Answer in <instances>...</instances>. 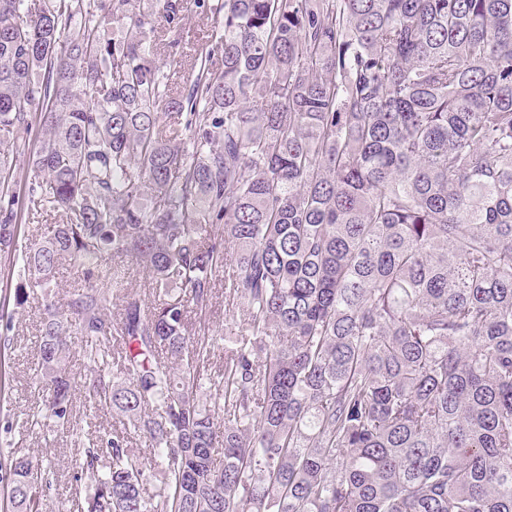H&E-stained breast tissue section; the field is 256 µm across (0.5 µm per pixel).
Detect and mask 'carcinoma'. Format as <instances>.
I'll return each instance as SVG.
<instances>
[{
    "label": "carcinoma",
    "instance_id": "obj_1",
    "mask_svg": "<svg viewBox=\"0 0 512 512\" xmlns=\"http://www.w3.org/2000/svg\"><path fill=\"white\" fill-rule=\"evenodd\" d=\"M181 9L0 0V314L42 311L0 509L50 512L24 439L74 425L77 353L126 423L75 441L71 512H512V0H222L177 87ZM223 270L217 367L191 326ZM118 274L119 278H122L121 283L123 287L121 288H127L128 290L139 293L149 304L154 301L155 296L152 294V290L149 294L148 290L145 291V289L148 288H144L143 286L146 282L147 275L141 266L132 265L130 263H128V266L125 265V267L118 266Z\"/></svg>",
    "mask_w": 512,
    "mask_h": 512
}]
</instances>
